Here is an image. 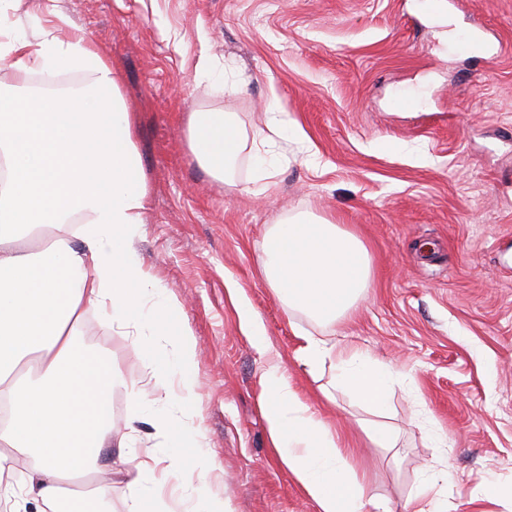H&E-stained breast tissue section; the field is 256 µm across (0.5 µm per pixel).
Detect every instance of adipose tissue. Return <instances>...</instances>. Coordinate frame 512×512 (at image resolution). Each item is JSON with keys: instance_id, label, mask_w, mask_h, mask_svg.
Instances as JSON below:
<instances>
[{"instance_id": "adipose-tissue-1", "label": "adipose tissue", "mask_w": 512, "mask_h": 512, "mask_svg": "<svg viewBox=\"0 0 512 512\" xmlns=\"http://www.w3.org/2000/svg\"><path fill=\"white\" fill-rule=\"evenodd\" d=\"M8 25L0 16L7 32L0 61L18 81L35 70L90 77L71 91L0 97V164L7 168L0 176V400L10 403L0 447L35 460L19 477L0 465V497L19 507L31 498L39 512H61L63 479L78 469L93 473L91 460L112 432V394L122 389L135 405L143 403L136 383L116 379L101 355L78 344L82 318L94 311L107 328L167 341L152 379L183 413L195 400L192 331L182 304L150 276L133 247L148 183L117 69L85 35L63 41L46 30L30 38ZM189 132L194 155L218 178L245 147L237 123L221 114L192 113ZM49 229L53 239L40 247ZM262 272L289 308L329 324L357 305L372 279L369 252L355 230L305 213L268 227ZM304 341L307 360L336 355L339 384L385 408L391 366L311 335ZM260 384L272 446L319 512H380V502H366L340 437L299 398L281 364H269ZM152 418L164 447L194 449L200 473L214 471L200 451L199 428L175 424L163 412ZM124 496L128 512H170L148 462L127 474Z\"/></svg>"}]
</instances>
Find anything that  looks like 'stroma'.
<instances>
[{
  "label": "stroma",
  "instance_id": "obj_1",
  "mask_svg": "<svg viewBox=\"0 0 512 512\" xmlns=\"http://www.w3.org/2000/svg\"><path fill=\"white\" fill-rule=\"evenodd\" d=\"M417 0H6L15 28L83 29L122 75L137 119L149 193L133 242L144 267L184 304L196 347L192 423L223 481L185 467L167 484L174 512L223 494L231 512H318L272 447L260 374L278 356L299 397L354 452L366 497L404 512L427 471L446 470L442 512H512V0H455L462 30L482 26L487 51L441 44ZM205 70H197L198 60ZM424 88L422 105L392 106ZM277 102L295 134L271 138ZM221 112L275 159L259 192L249 153L226 179L189 146V116ZM352 226L373 280L331 326L289 310L261 274L266 228L297 212ZM269 340L263 353L255 334ZM368 352L394 367L387 417L397 447L373 448L374 418L336 385L335 357L308 362L302 334ZM80 342L119 378L148 386L147 354L94 316ZM112 440L99 468L146 458L158 439L137 422L136 451L116 438L135 409L109 402ZM447 447H440V439Z\"/></svg>",
  "mask_w": 512,
  "mask_h": 512
}]
</instances>
